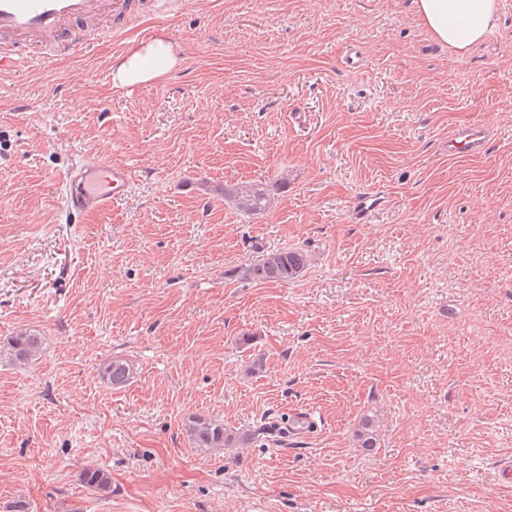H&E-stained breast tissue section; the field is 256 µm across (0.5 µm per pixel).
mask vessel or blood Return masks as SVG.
Instances as JSON below:
<instances>
[{
	"mask_svg": "<svg viewBox=\"0 0 512 512\" xmlns=\"http://www.w3.org/2000/svg\"><path fill=\"white\" fill-rule=\"evenodd\" d=\"M136 0H0V73L18 71L46 56L67 57L84 51L82 22L111 15L128 22L137 16ZM489 132L467 126L448 136L452 158L487 152ZM133 184L130 166L92 156L72 165L62 179L67 214L83 217L124 198Z\"/></svg>",
	"mask_w": 512,
	"mask_h": 512,
	"instance_id": "vessel-or-blood-1",
	"label": "vessel or blood"
}]
</instances>
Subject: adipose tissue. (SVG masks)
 <instances>
[{
  "mask_svg": "<svg viewBox=\"0 0 512 512\" xmlns=\"http://www.w3.org/2000/svg\"><path fill=\"white\" fill-rule=\"evenodd\" d=\"M423 23L439 41L463 54L496 23V0H417ZM179 63L164 34L132 46L112 69L113 89L153 82Z\"/></svg>",
  "mask_w": 512,
  "mask_h": 512,
  "instance_id": "adipose-tissue-1",
  "label": "adipose tissue"
}]
</instances>
